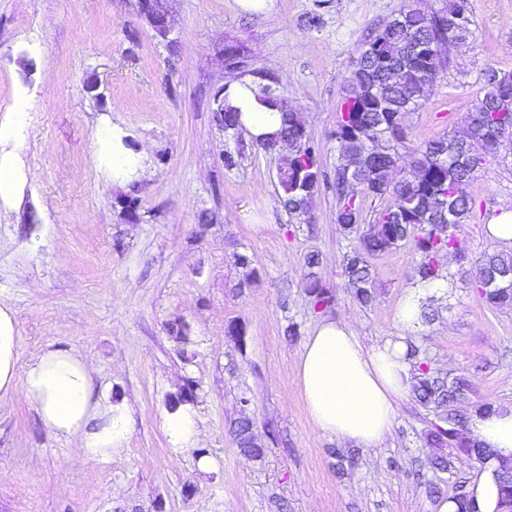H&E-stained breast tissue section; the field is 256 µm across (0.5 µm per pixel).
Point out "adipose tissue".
Instances as JSON below:
<instances>
[{
  "mask_svg": "<svg viewBox=\"0 0 512 512\" xmlns=\"http://www.w3.org/2000/svg\"><path fill=\"white\" fill-rule=\"evenodd\" d=\"M239 112L241 127L255 138L270 137L280 128L277 110L260 103L246 80L225 89ZM125 131H100L98 142L112 144V183L124 186L145 171V155L124 144ZM19 336L11 309L0 307V400L22 397L57 438L75 443L83 462L103 461L122 447L125 414L121 406L98 395L93 368L86 357L69 348L44 350L26 369H19ZM402 341H386L365 349L344 322L326 320L309 336L295 363L294 375L315 425L324 433L364 448L382 444L393 424V400L409 393L413 368ZM164 428L178 453L193 452L197 421L187 405L170 412ZM468 431L496 456L481 465L469 489L467 512H496L495 470L498 458H512V407L491 414H471Z\"/></svg>",
  "mask_w": 512,
  "mask_h": 512,
  "instance_id": "adipose-tissue-1",
  "label": "adipose tissue"
}]
</instances>
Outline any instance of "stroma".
Here are the masks:
<instances>
[{"label": "stroma", "mask_w": 512, "mask_h": 512, "mask_svg": "<svg viewBox=\"0 0 512 512\" xmlns=\"http://www.w3.org/2000/svg\"><path fill=\"white\" fill-rule=\"evenodd\" d=\"M409 0H170L169 40L154 37L138 0H0V122L28 100V131L0 146L21 169L14 200L0 202V305L20 336L19 369L49 347L72 348L127 413L124 445L107 461H74L22 398L0 400V512H436L438 497L471 484L477 465L455 459L433 471L437 449L423 432L433 412L411 396L394 405L393 428L355 451L336 474L339 437L313 423L294 380L308 336L325 318L346 322L364 347L406 338L439 373L472 374L474 398L512 406V309L489 307L455 280L424 302L432 323L401 322L414 285L410 246L373 258L376 298L360 306L342 272L347 242L336 197L321 185L314 221L279 203L280 154L258 150L246 131L225 138L214 96L226 82L273 77L321 152L338 163L337 106L364 36ZM471 36L442 49L450 61L408 117L409 144L448 132L470 111L486 68L512 71V0H470ZM319 16L309 26L310 16ZM240 70H226V45ZM122 127L148 154L144 176L116 187L95 160L98 131ZM237 164L224 165L225 154ZM474 216L456 234L469 257L495 249L489 214L512 209V142L472 180ZM136 201L129 219L118 197ZM335 302L314 310L306 254ZM259 272L244 284L238 255ZM246 328L244 342L227 326ZM296 335H289L288 325ZM185 326L190 344L175 339ZM192 392L198 447L215 469L174 451L163 419ZM254 424L262 457L241 453L232 428Z\"/></svg>", "instance_id": "35a3bbf8"}]
</instances>
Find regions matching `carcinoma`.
Instances as JSON below:
<instances>
[{
    "instance_id": "carcinoma-1",
    "label": "carcinoma",
    "mask_w": 512,
    "mask_h": 512,
    "mask_svg": "<svg viewBox=\"0 0 512 512\" xmlns=\"http://www.w3.org/2000/svg\"><path fill=\"white\" fill-rule=\"evenodd\" d=\"M469 0H449L448 7L423 14L412 4L404 6L378 26L359 46L336 124L341 155H350L356 167L336 170L334 189L338 208L336 223L348 241L343 255L344 273L355 289V298L367 305L374 299L375 275L370 259L402 245L417 256L418 282L431 285L444 278L440 258L453 254L468 265L465 278L492 308L512 306V252H485L475 259L459 246L455 229L473 211L467 187L474 174L512 138V112L499 115L497 104L512 97V79L487 68L482 95L462 118L465 136L443 134L425 140L414 150L417 177L402 174L399 149L407 140L402 127L416 111L447 62L434 43L464 41L470 35ZM224 133L239 128L238 112L221 100ZM277 137L256 143L272 152L288 146V166L277 175L279 202L300 224L309 223L310 204L320 186L321 172L312 138L298 113L281 111ZM379 202L372 222L362 217L360 195ZM306 292L313 307L325 310L333 295L313 273L307 274ZM406 356L414 367L412 393L419 405L437 412L426 435L433 448H451L478 463L494 450L467 433L470 414H488L490 403L471 401L473 383L464 374L441 376L427 369L429 360L408 343ZM238 447L258 458L263 454L248 419L233 428ZM500 512L512 509V460L500 461L497 474Z\"/></svg>"
}]
</instances>
